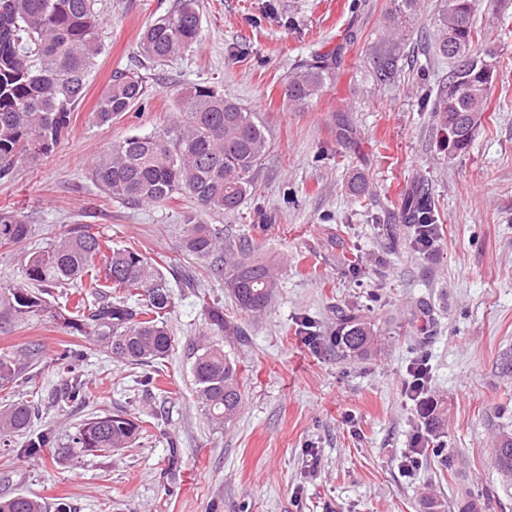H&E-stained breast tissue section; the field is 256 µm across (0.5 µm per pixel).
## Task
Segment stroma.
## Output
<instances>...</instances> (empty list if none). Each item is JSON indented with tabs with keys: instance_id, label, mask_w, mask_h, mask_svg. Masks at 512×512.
<instances>
[{
	"instance_id": "stroma-1",
	"label": "stroma",
	"mask_w": 512,
	"mask_h": 512,
	"mask_svg": "<svg viewBox=\"0 0 512 512\" xmlns=\"http://www.w3.org/2000/svg\"><path fill=\"white\" fill-rule=\"evenodd\" d=\"M175 0H99L105 52L65 139L47 156L0 179V209L27 216L26 250L43 248L74 224L98 225L113 247H132L193 285L172 286L168 325L175 346L149 365L116 361L89 337L64 330L45 311L14 319L0 307V355L39 350L0 408L38 403L34 428L67 440L88 417L122 410L144 427L111 453L70 457L45 449L20 455L23 437L0 445V495L64 498L72 512H426L429 500L458 512V488L479 492L485 512H512V476L494 463L512 435V0H477L478 47L497 71L470 147L449 154L428 100L451 63L434 48L442 0H420V22L397 47L400 71L375 77L385 50L390 0H198L194 47L154 63L137 48L142 28ZM341 51L335 75L308 105L286 97L302 59ZM146 77L142 107L105 126L90 114L115 71ZM218 86L255 113L269 147L252 189L233 212L199 210L180 196L129 209L112 202L90 171L112 144L175 118L177 91ZM362 178L364 194L349 189ZM425 189L438 236L427 247L404 223V196ZM246 234L275 270L264 312L242 310L223 281L182 248L184 217ZM218 304L236 333L221 337L238 359L243 402L218 427L194 395L193 347L207 330L203 302ZM429 315H422V308ZM367 317L377 348L343 355L334 343L340 314ZM81 351L76 374L86 401L61 396L70 379L57 361ZM426 360L429 396L447 405L442 452L427 441L419 407L405 394L408 365ZM418 449V465L403 462Z\"/></svg>"
}]
</instances>
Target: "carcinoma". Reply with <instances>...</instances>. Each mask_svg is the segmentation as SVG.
I'll list each match as a JSON object with an SVG mask.
<instances>
[{"instance_id":"cac0c4a2","label":"carcinoma","mask_w":512,"mask_h":512,"mask_svg":"<svg viewBox=\"0 0 512 512\" xmlns=\"http://www.w3.org/2000/svg\"><path fill=\"white\" fill-rule=\"evenodd\" d=\"M387 39L403 36L419 0H391ZM475 0H444L434 18L436 47L454 60L448 81L438 88L433 105L441 127L448 131V153L465 150L481 124L496 62L475 48ZM97 0H0V178L16 171L17 163L49 154L68 132L71 115L85 96L89 77L105 46ZM200 16L196 0H176L165 14L143 31L139 53L148 60H173L196 44ZM398 54L388 49L376 61L379 81H391ZM334 54L313 55L299 64L288 82V101L307 105L336 73ZM144 78L118 71L99 100L91 122L109 125L143 104ZM183 110L168 127L150 134L133 133L114 143L92 169L94 183L105 196L129 208L164 204L177 195L194 199L218 212L236 210L250 192V173L266 152L264 126L250 112L208 84L182 89ZM407 223H433L428 199L419 195L404 202ZM23 214L0 209V248L18 247L31 236ZM184 251L207 261L206 271L224 281L239 306L264 311L277 287L271 266L256 260L253 239L224 237L217 224L187 219ZM22 281L0 300L13 317L24 320L46 311L51 298L68 285L89 279L97 296L83 298L71 309L54 313L62 327L90 336L112 357L131 365H147L169 355L173 338L167 319L173 297L162 265L129 248H111L91 224H74L49 246L25 252ZM207 324L216 336L228 326L224 309L205 305ZM371 323L358 316L344 318L335 343L345 354L361 355L375 345ZM37 350L0 355V390L13 388L22 366L35 361ZM199 406L217 426L237 416L242 394L237 365L220 344L196 345L192 365ZM32 408L17 402L0 409V439L25 433L18 452L39 458L53 447L48 430L30 432ZM141 426L123 411L85 420L68 439L72 453L109 452L125 448ZM494 462L512 472V436L503 437ZM0 512H71L59 499L49 504L30 494L0 496Z\"/></svg>"}]
</instances>
